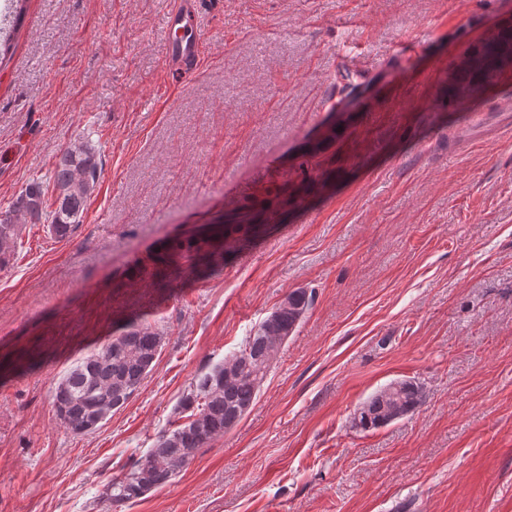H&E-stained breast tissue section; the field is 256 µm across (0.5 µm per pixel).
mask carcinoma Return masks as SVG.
I'll use <instances>...</instances> for the list:
<instances>
[{
	"mask_svg": "<svg viewBox=\"0 0 512 512\" xmlns=\"http://www.w3.org/2000/svg\"><path fill=\"white\" fill-rule=\"evenodd\" d=\"M496 53L487 55L484 43L469 48L454 69L448 85L449 99L477 93L512 62V29L506 27L487 38ZM100 174L95 146L89 138L65 149L58 157L48 182L34 179L11 205L0 210V265L14 255L17 223L49 222L58 239L70 237L82 222L87 200ZM56 208L48 210L46 194ZM261 224H220L216 235L236 243L257 235ZM217 252L206 240L178 237L166 241L150 257L146 272L161 282L181 277L190 265L205 275ZM313 302L305 288L288 292L273 311L249 335L239 350L200 373L192 389L176 408L178 418L159 431L122 477L109 480L95 496L107 510L141 499L167 485L191 461L196 452L235 428L254 406L280 348L300 325ZM163 336L148 323H131L100 348L78 359L56 382L53 406L64 428L72 434L92 432L120 410L140 388L161 354ZM424 387L411 380L396 381L375 392L356 411L353 426L375 430L406 416L422 402Z\"/></svg>",
	"mask_w": 512,
	"mask_h": 512,
	"instance_id": "1",
	"label": "carcinoma"
}]
</instances>
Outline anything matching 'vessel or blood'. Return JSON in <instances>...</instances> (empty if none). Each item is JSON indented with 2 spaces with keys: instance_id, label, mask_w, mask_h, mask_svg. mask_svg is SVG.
Instances as JSON below:
<instances>
[{
  "instance_id": "obj_1",
  "label": "vessel or blood",
  "mask_w": 512,
  "mask_h": 512,
  "mask_svg": "<svg viewBox=\"0 0 512 512\" xmlns=\"http://www.w3.org/2000/svg\"><path fill=\"white\" fill-rule=\"evenodd\" d=\"M165 68L173 78L194 70L201 59L202 36L193 0H177L164 28Z\"/></svg>"
}]
</instances>
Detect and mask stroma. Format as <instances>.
I'll return each instance as SVG.
<instances>
[{
	"instance_id": "1",
	"label": "stroma",
	"mask_w": 512,
	"mask_h": 512,
	"mask_svg": "<svg viewBox=\"0 0 512 512\" xmlns=\"http://www.w3.org/2000/svg\"><path fill=\"white\" fill-rule=\"evenodd\" d=\"M173 2L28 0L0 64V207L83 137L101 162L74 235L19 224L0 268V512H104L97 490L296 288L314 302L250 412L120 512H512V70L448 101L512 0H197L204 54L174 85ZM347 74L367 90L337 117ZM251 222L208 276L143 270L164 239ZM133 322L164 336L154 368L71 434L55 383ZM400 380L417 410L352 427Z\"/></svg>"
}]
</instances>
